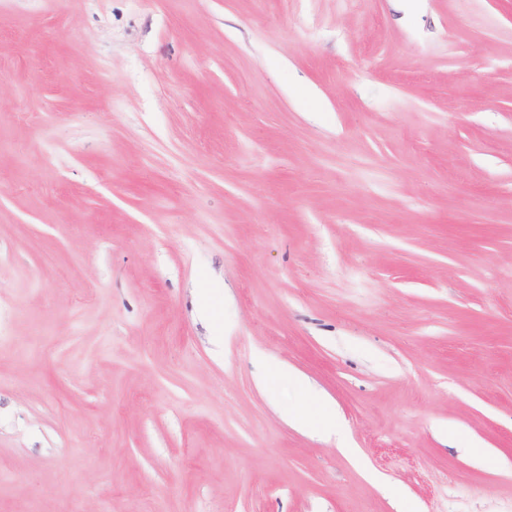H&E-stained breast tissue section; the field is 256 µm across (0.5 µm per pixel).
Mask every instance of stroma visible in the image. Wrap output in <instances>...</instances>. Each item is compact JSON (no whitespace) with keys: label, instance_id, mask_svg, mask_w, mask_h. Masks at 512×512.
Wrapping results in <instances>:
<instances>
[{"label":"stroma","instance_id":"1","mask_svg":"<svg viewBox=\"0 0 512 512\" xmlns=\"http://www.w3.org/2000/svg\"><path fill=\"white\" fill-rule=\"evenodd\" d=\"M0 512H512V0H0ZM272 370H276L275 372L277 376L288 378V381H290L294 387H296L304 394H307V390H310L308 383L303 377L290 372L289 370L285 371L283 368L269 362H265V372L263 375H261V378L266 379L267 375ZM306 397L316 407V418H313L310 415V410L308 408H295L291 411H288V421L300 427H316L325 434L335 435L336 410L333 408L331 403L317 395L312 397L307 394Z\"/></svg>","mask_w":512,"mask_h":512}]
</instances>
